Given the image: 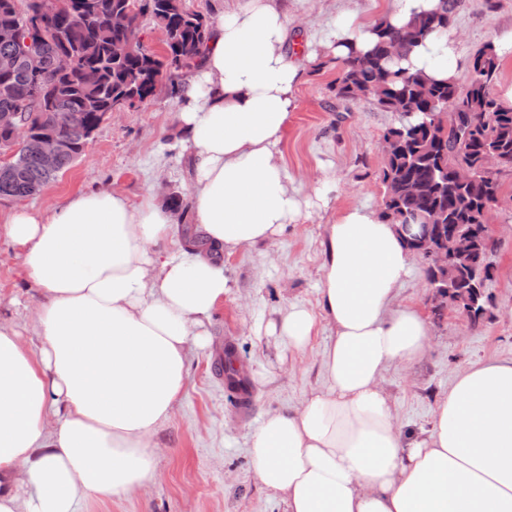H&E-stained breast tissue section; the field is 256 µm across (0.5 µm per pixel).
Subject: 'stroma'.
Returning <instances> with one entry per match:
<instances>
[{
	"label": "stroma",
	"instance_id": "stroma-1",
	"mask_svg": "<svg viewBox=\"0 0 512 512\" xmlns=\"http://www.w3.org/2000/svg\"><path fill=\"white\" fill-rule=\"evenodd\" d=\"M387 2L305 0L299 7L285 0L284 6L296 13L301 41L315 47L342 11L371 21ZM453 27L462 35L457 80L464 85L476 52L512 28V0H461ZM336 76L332 63L307 69L279 146L281 162L301 195H311L320 173L334 177L328 208L289 225L271 242L223 255L232 288L210 319V347L191 351L184 394L156 438L160 480L105 502L80 500L78 512H285L280 496L256 479L248 440L266 413L300 406L322 385V351L330 332L318 322L304 352L297 353L266 336L263 328L289 304L317 308L325 227L340 211L360 205L382 211L380 142L401 119L373 105L337 101ZM179 109V99L163 91L144 107L109 117L73 166L31 197L30 205L46 209L77 193L108 187L136 203L150 193L162 201L174 192L189 194L191 170L176 119ZM498 179L500 205L491 215L498 227L497 247L490 256L496 273L487 288L488 314L477 324L458 310L430 320L431 350L383 376L392 409L409 432L429 428L438 399L470 363L512 360V172H501ZM13 297L19 306L10 305ZM38 302L20 258L0 239V317L28 324ZM227 344L249 378L246 410L216 364L218 350Z\"/></svg>",
	"mask_w": 512,
	"mask_h": 512
}]
</instances>
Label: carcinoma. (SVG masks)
<instances>
[{"label":"carcinoma","instance_id":"carcinoma-1","mask_svg":"<svg viewBox=\"0 0 512 512\" xmlns=\"http://www.w3.org/2000/svg\"><path fill=\"white\" fill-rule=\"evenodd\" d=\"M18 2L0 0V26L20 22L32 11L38 14L40 25L24 30V36L30 38L29 53L39 68L32 71L17 46L0 43V61H15L8 70L0 67V110L23 113L33 136L55 128L67 142L60 161L63 171L76 162L88 131L100 127L118 99L135 95L146 105L164 87L171 96L181 97L182 74L197 65L209 38L203 14L175 0H143L141 12L151 16L167 48L147 68L145 50L139 46L121 59L112 52L116 44L135 35L127 21V8L135 0H58L53 11L43 9L47 0H27L24 11ZM459 4L460 0H444L441 10L418 16L402 29L379 28L373 49L351 52L339 62L336 77L337 99L374 104L406 117L386 132L394 138L395 149L385 156L381 174L383 218L405 224L416 211L427 217L441 212L440 234L447 237L489 223L498 203L501 184L497 174L481 172L483 156L495 153L499 170H512V108L501 105L492 93L500 60L492 43L485 44L473 58L471 79L461 86L392 68L401 55L391 47L398 43L407 52L430 32L450 26ZM77 8L91 15L88 22L73 23L71 11ZM61 54L71 56L75 65L66 71L55 68ZM445 109L465 115L466 123L444 128L435 118ZM14 163L13 178L0 180V198L32 195L52 180L31 156H18ZM459 168L477 172L476 179L457 181ZM492 248L490 239L481 236L472 253L448 257L442 279L436 278L433 268L426 269L428 282L448 287L456 309L474 324L485 317L490 304L476 295L472 271L482 268L484 281L492 279L486 265Z\"/></svg>","mask_w":512,"mask_h":512}]
</instances>
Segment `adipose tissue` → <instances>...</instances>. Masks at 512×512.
Segmentation results:
<instances>
[{
  "label": "adipose tissue",
  "mask_w": 512,
  "mask_h": 512,
  "mask_svg": "<svg viewBox=\"0 0 512 512\" xmlns=\"http://www.w3.org/2000/svg\"><path fill=\"white\" fill-rule=\"evenodd\" d=\"M290 24L281 0H235L185 84L187 219L205 246L175 241L177 214L151 194L135 203L91 189L0 221L40 294L39 346L0 319V512H76L80 498L156 483L154 438L230 288L220 254L270 242L328 205L334 181L302 197L279 145L307 65L368 52L375 26L343 13L319 53L298 61ZM458 46L440 28L400 65L452 79ZM411 256L398 225L344 210L325 227L319 312L293 305L265 327L298 353L317 320L331 331L323 387L250 436L254 474L286 512H512V361L460 373L420 435L405 432L382 386L431 347L426 318L396 304Z\"/></svg>",
  "instance_id": "1"
}]
</instances>
